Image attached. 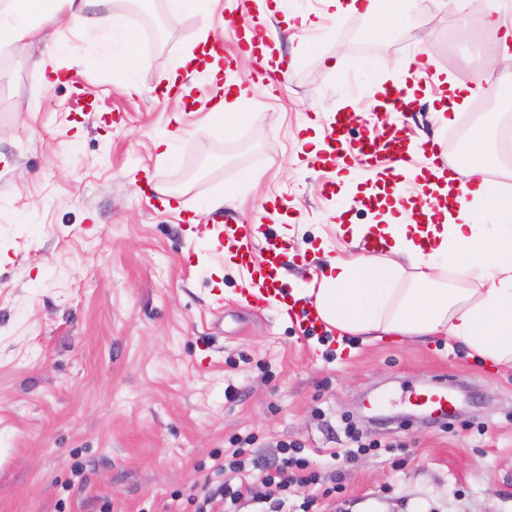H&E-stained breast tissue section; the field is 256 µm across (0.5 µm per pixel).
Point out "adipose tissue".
<instances>
[{
  "label": "adipose tissue",
  "mask_w": 512,
  "mask_h": 512,
  "mask_svg": "<svg viewBox=\"0 0 512 512\" xmlns=\"http://www.w3.org/2000/svg\"><path fill=\"white\" fill-rule=\"evenodd\" d=\"M109 0H0V51L68 19L117 71L145 64L140 35ZM502 115L469 130L467 154L424 170L394 166L412 195L381 201L372 224H349L352 251L330 258L294 299L308 300L338 337L445 336L494 365L512 364V192L493 181Z\"/></svg>",
  "instance_id": "ef3b65f1"
}]
</instances>
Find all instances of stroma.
<instances>
[{
  "instance_id": "35a3bbf8",
  "label": "stroma",
  "mask_w": 512,
  "mask_h": 512,
  "mask_svg": "<svg viewBox=\"0 0 512 512\" xmlns=\"http://www.w3.org/2000/svg\"><path fill=\"white\" fill-rule=\"evenodd\" d=\"M237 2L276 34L290 74L254 89L257 120L228 136L202 128L208 73L180 66L206 25L223 32L239 77L257 76L223 28L227 11L174 18L164 0H115L146 42L136 94L65 19L0 54V512H175L249 435L256 456L302 447L320 483L340 485L320 512H512L511 366L482 365L444 337L342 345L277 305L256 311L245 270L215 241L216 228L257 222L289 237L286 284L326 265L344 243L337 223L368 224L373 211H341L344 183L302 138L327 136L346 101L369 100L374 73L394 74L421 29L434 72L512 84L501 34L482 22L489 0H414L401 27L349 14L310 35ZM55 41L68 53L45 86L32 61ZM175 72L194 107L162 94ZM430 112L411 102L414 138L465 144L472 107L441 129ZM227 191L237 205L209 209ZM436 385L453 400L444 420L409 399ZM358 442L367 451L346 460Z\"/></svg>"
}]
</instances>
